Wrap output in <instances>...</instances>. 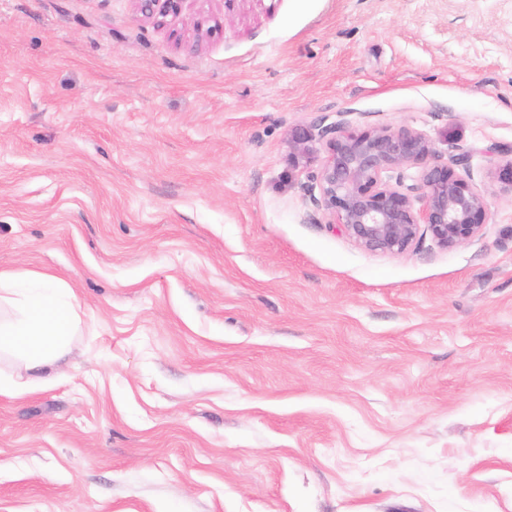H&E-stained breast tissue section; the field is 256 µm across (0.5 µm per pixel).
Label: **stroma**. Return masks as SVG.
Segmentation results:
<instances>
[{"label":"stroma","mask_w":512,"mask_h":512,"mask_svg":"<svg viewBox=\"0 0 512 512\" xmlns=\"http://www.w3.org/2000/svg\"><path fill=\"white\" fill-rule=\"evenodd\" d=\"M405 126L481 238L368 252L289 135ZM512 0H0V269L73 288L0 512H512ZM137 11L144 17L153 18L159 25L170 14H177L182 0H134Z\"/></svg>","instance_id":"35a3bbf8"}]
</instances>
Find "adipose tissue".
Listing matches in <instances>:
<instances>
[{
	"label": "adipose tissue",
	"mask_w": 512,
	"mask_h": 512,
	"mask_svg": "<svg viewBox=\"0 0 512 512\" xmlns=\"http://www.w3.org/2000/svg\"><path fill=\"white\" fill-rule=\"evenodd\" d=\"M72 289L47 270L0 269V361L23 363L31 376H0V395L19 396L54 383L56 363L80 329Z\"/></svg>",
	"instance_id": "obj_1"
}]
</instances>
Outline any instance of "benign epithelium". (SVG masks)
Instances as JSON below:
<instances>
[{"mask_svg":"<svg viewBox=\"0 0 512 512\" xmlns=\"http://www.w3.org/2000/svg\"><path fill=\"white\" fill-rule=\"evenodd\" d=\"M137 11L158 24L178 13L182 0H135ZM323 145L326 158L316 181L327 223L336 224L358 246L371 253L402 254L422 234L442 248L453 249L479 238L488 224V203L470 179L435 160L431 142L406 127H355L335 124L319 133L292 131L297 154ZM404 166L419 168L415 186L402 178Z\"/></svg>","mask_w":512,"mask_h":512,"instance_id":"7a95c632","label":"benign epithelium"}]
</instances>
